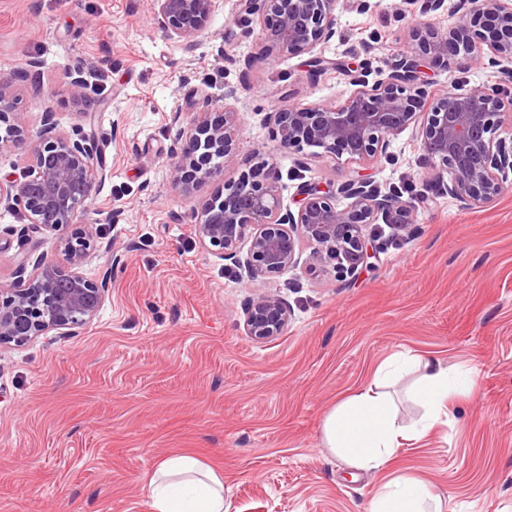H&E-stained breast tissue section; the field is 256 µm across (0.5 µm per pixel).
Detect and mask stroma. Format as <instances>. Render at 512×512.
<instances>
[{"label": "stroma", "mask_w": 512, "mask_h": 512, "mask_svg": "<svg viewBox=\"0 0 512 512\" xmlns=\"http://www.w3.org/2000/svg\"><path fill=\"white\" fill-rule=\"evenodd\" d=\"M400 3L341 5L313 77L308 55L261 56L239 0H222L190 47L158 26L152 0H0V78L34 58L51 93L16 89L30 138L47 105L59 132L100 143L105 178L80 215L96 247L82 271L109 282L75 334L0 346V512H151L148 478L175 452L223 475L229 512H365L385 477L348 472L323 448V422L401 354L468 371L472 388L426 440H402L393 473L429 485L444 512H512V191L478 209L434 197L411 233L374 224L377 258L344 280L303 245L298 264L266 284L290 317L265 341L244 327L258 294L245 253L205 249L186 219L258 151L272 155L293 210L302 186L357 170L385 188L428 178L409 130L363 168L280 153L272 139L270 112L341 101L347 67L395 60L411 23ZM77 68L93 74L82 105L66 90ZM231 87L235 160L184 194L172 184L171 118L208 98L222 112ZM25 257L64 259L53 233L0 210V284L16 281Z\"/></svg>", "instance_id": "35a3bbf8"}]
</instances>
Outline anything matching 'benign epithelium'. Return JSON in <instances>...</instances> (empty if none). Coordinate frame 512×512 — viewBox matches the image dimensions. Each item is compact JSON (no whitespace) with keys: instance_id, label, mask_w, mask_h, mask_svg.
Here are the masks:
<instances>
[{"instance_id":"1","label":"benign epithelium","mask_w":512,"mask_h":512,"mask_svg":"<svg viewBox=\"0 0 512 512\" xmlns=\"http://www.w3.org/2000/svg\"><path fill=\"white\" fill-rule=\"evenodd\" d=\"M220 0H154V15L167 35L193 42L207 31ZM243 10L260 25L262 56L311 54L321 65L319 46L335 34L340 0H241ZM446 0H404L413 20L399 60L383 77L367 79L369 63L356 67V89L336 104H296L271 115L273 139L289 153L324 159L342 158L364 165L388 154L394 136L410 129L425 153L432 176L429 186L469 208H480L512 190V138L500 136L512 121V0H459L456 23L434 28L425 16L448 9ZM488 65L494 80L469 86L455 82L439 93L424 77L425 70ZM40 61L30 60L12 77L0 80V153L23 150L29 162L20 174L0 181V208H23L35 228L59 235L65 263L23 259L19 279L0 285V345L22 343L51 330L70 336L99 313L108 282L84 276L81 268L93 239L78 222L103 175L97 168L94 138L73 139L56 132L55 114L43 109L42 133L30 141L23 113L16 109L17 83L30 85ZM72 100L85 101L88 82L75 69L67 85ZM204 105L189 123L173 117L176 162L173 184L184 193L206 183L215 169L209 158L230 159L236 146L237 110L224 104V118L214 121ZM224 186V195L205 202L195 216L198 240L206 248L235 257L248 244L246 266L255 287L297 262L304 241L338 260L336 274L353 276L378 248L365 228L385 216L412 231L423 198L404 196L397 188L384 192L359 174L338 187L307 184L297 211L283 206L278 172L265 153ZM346 200L345 205L337 203ZM32 270H27V266ZM288 312L273 294L261 293L247 308L245 329L257 340L279 335Z\"/></svg>"}]
</instances>
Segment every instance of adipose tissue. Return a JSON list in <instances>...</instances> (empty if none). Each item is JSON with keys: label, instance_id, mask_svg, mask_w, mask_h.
Masks as SVG:
<instances>
[{"label": "adipose tissue", "instance_id": "obj_1", "mask_svg": "<svg viewBox=\"0 0 512 512\" xmlns=\"http://www.w3.org/2000/svg\"><path fill=\"white\" fill-rule=\"evenodd\" d=\"M420 379L414 397L427 409L426 417L411 426L399 420L388 387L398 367L383 362L374 381L340 401L326 416L324 448L360 471H382L404 438L421 441L429 433L463 385L454 368L436 357L418 359ZM152 512H226L224 478L195 456L182 453L162 458L148 481ZM369 512H441L436 493L410 475L387 480L370 503Z\"/></svg>", "mask_w": 512, "mask_h": 512}]
</instances>
